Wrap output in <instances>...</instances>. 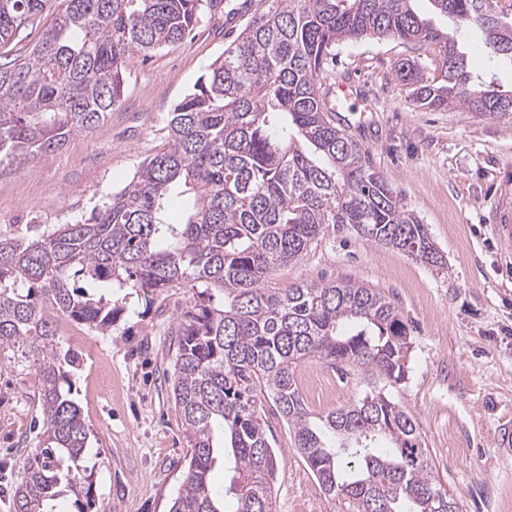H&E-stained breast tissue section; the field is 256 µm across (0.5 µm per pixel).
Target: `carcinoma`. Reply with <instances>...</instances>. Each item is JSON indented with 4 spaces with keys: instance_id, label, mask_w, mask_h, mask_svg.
Returning a JSON list of instances; mask_svg holds the SVG:
<instances>
[{
    "instance_id": "1",
    "label": "carcinoma",
    "mask_w": 512,
    "mask_h": 512,
    "mask_svg": "<svg viewBox=\"0 0 512 512\" xmlns=\"http://www.w3.org/2000/svg\"><path fill=\"white\" fill-rule=\"evenodd\" d=\"M460 29L479 31L487 58L512 66V0H429ZM217 0H0V174L59 151L104 121L124 94V64L185 37ZM53 22L29 51L7 46ZM367 36L439 47L442 82L398 64L412 102L512 117V91L468 69L455 40L413 0H260L249 23L171 112L168 147L90 218L0 234V351L38 377L43 431L12 512H54L77 495L94 503L82 465L88 427L69 384L81 355L62 346V314L105 335L125 313V290L197 289L171 327L172 395L190 448L169 512H224L213 485L216 448L231 449L234 512H271L280 458L262 423V398L293 431L295 449L347 512H461L429 465L412 415L377 392L313 413L295 370L306 359L365 365L405 378L408 326L382 292L357 282L269 286L329 229L444 267L427 225L366 166L322 93L336 45ZM192 195L180 222L172 192ZM112 290L94 297L79 279Z\"/></svg>"
}]
</instances>
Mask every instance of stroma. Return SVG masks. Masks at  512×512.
Here are the masks:
<instances>
[{"instance_id":"35a3bbf8","label":"stroma","mask_w":512,"mask_h":512,"mask_svg":"<svg viewBox=\"0 0 512 512\" xmlns=\"http://www.w3.org/2000/svg\"><path fill=\"white\" fill-rule=\"evenodd\" d=\"M259 0H222L183 41L125 62L124 95L106 119L72 137L54 155L0 174V232L49 228L88 218L121 190L139 164L168 146L171 112L241 32ZM476 74L512 89V67L489 62L477 32L457 34ZM412 59L425 76L442 75L434 46L368 37L336 47L324 88L347 87L336 121L362 147L366 162L413 210L447 267L414 260L352 232L329 231L271 285L353 281L384 292L409 327L405 378L394 383L366 366H347L326 413L384 392L415 419L430 465L462 512H512V242L498 227L512 211V119L462 108L433 111L412 103L396 77ZM193 300L169 291L163 307L144 296L127 301L108 334L66 316L55 318L65 345L83 361L70 375L89 428L83 463L95 474L98 512H169L189 444L165 372L169 328ZM38 379L0 354V512H11L15 485L40 427ZM263 419L282 453L271 512H346L324 493L292 432L271 401Z\"/></svg>"}]
</instances>
